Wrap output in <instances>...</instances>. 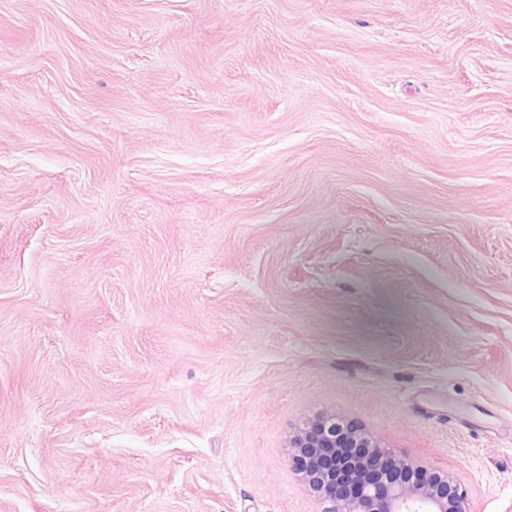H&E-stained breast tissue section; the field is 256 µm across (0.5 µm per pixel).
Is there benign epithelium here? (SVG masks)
<instances>
[{
  "label": "benign epithelium",
  "instance_id": "obj_1",
  "mask_svg": "<svg viewBox=\"0 0 512 512\" xmlns=\"http://www.w3.org/2000/svg\"><path fill=\"white\" fill-rule=\"evenodd\" d=\"M290 447L294 469L304 470L319 512H469L467 490L447 472L402 458L385 466L390 453L368 433L348 432L332 413L300 429ZM343 447L363 449L345 474L351 485L347 492L336 485L344 465L334 449Z\"/></svg>",
  "mask_w": 512,
  "mask_h": 512
}]
</instances>
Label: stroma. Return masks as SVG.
I'll return each mask as SVG.
<instances>
[{"label": "stroma", "mask_w": 512, "mask_h": 512, "mask_svg": "<svg viewBox=\"0 0 512 512\" xmlns=\"http://www.w3.org/2000/svg\"><path fill=\"white\" fill-rule=\"evenodd\" d=\"M325 412L512 512V0H0V512H317Z\"/></svg>", "instance_id": "stroma-1"}]
</instances>
